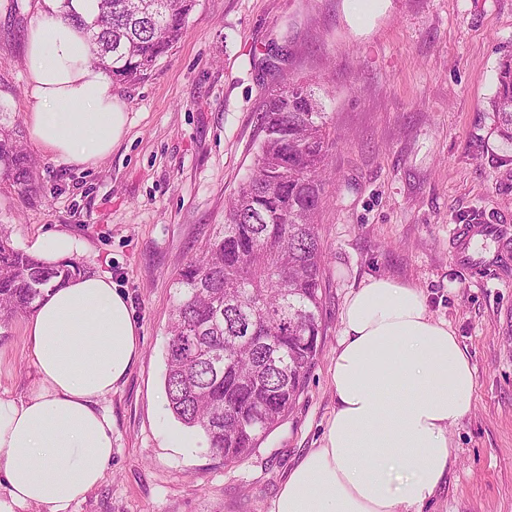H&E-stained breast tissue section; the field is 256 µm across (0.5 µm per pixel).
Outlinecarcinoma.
Masks as SVG:
<instances>
[{"instance_id": "carcinoma-1", "label": "carcinoma", "mask_w": 512, "mask_h": 512, "mask_svg": "<svg viewBox=\"0 0 512 512\" xmlns=\"http://www.w3.org/2000/svg\"><path fill=\"white\" fill-rule=\"evenodd\" d=\"M197 0H100L77 20L91 61L112 77L138 81L182 36ZM280 86L261 112L253 170L224 223L174 279L164 393L167 409L235 465L288 416L321 350V280L326 249L317 216L330 150L329 118L311 85L269 55ZM497 131L512 144V54L498 66L488 102ZM0 174L29 198L40 195L19 130L0 112ZM86 272L74 259L47 265L14 246L0 226V325L34 311L47 289Z\"/></svg>"}]
</instances>
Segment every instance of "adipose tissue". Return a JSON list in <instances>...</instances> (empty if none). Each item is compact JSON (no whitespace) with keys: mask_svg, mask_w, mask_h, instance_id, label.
<instances>
[{"mask_svg":"<svg viewBox=\"0 0 512 512\" xmlns=\"http://www.w3.org/2000/svg\"><path fill=\"white\" fill-rule=\"evenodd\" d=\"M99 0H39L25 33L32 141L91 165L126 133L112 79L64 13L93 20ZM330 368L335 408L319 447L289 472L271 512H424L456 460L449 436L473 409L475 368L423 292L371 277L347 296ZM26 331L36 372L0 399V512H68L103 479L112 421L96 408L141 354L130 307L106 274L48 290Z\"/></svg>","mask_w":512,"mask_h":512,"instance_id":"obj_1","label":"adipose tissue"}]
</instances>
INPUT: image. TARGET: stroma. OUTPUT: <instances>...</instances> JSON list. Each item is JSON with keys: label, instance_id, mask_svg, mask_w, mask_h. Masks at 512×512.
I'll use <instances>...</instances> for the list:
<instances>
[{"label": "stroma", "instance_id": "stroma-1", "mask_svg": "<svg viewBox=\"0 0 512 512\" xmlns=\"http://www.w3.org/2000/svg\"><path fill=\"white\" fill-rule=\"evenodd\" d=\"M37 0H0V109L23 124L24 34ZM282 49L312 83L336 145L319 214L327 252L322 351L287 418L225 466L174 417L158 421L173 280L224 221L250 172L258 119L279 87ZM512 52V0H198L188 30L145 78L118 82L126 133L84 167L35 144L43 197L0 178V224L14 245L64 234L73 257L109 273L139 326L142 352L98 408L112 420L101 484L68 512H270L289 469L318 447L334 399L329 369L347 295L370 277L420 288L475 368L474 408L450 432L456 461L426 512H512V262L486 279L459 264L454 225L500 226L512 242V145L487 102ZM26 319L0 328V398L35 380Z\"/></svg>", "mask_w": 512, "mask_h": 512}]
</instances>
